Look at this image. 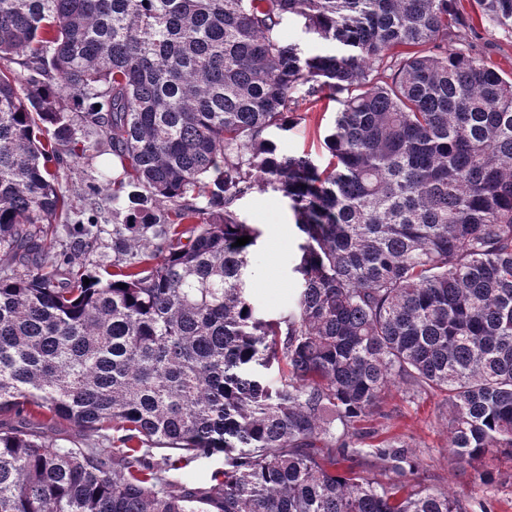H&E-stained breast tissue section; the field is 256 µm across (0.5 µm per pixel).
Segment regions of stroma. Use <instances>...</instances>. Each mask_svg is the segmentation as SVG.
<instances>
[{
	"instance_id": "stroma-1",
	"label": "stroma",
	"mask_w": 512,
	"mask_h": 512,
	"mask_svg": "<svg viewBox=\"0 0 512 512\" xmlns=\"http://www.w3.org/2000/svg\"><path fill=\"white\" fill-rule=\"evenodd\" d=\"M338 103L313 101L299 97L295 106L298 124L286 132H276L288 154L307 156L325 162L324 137L333 126ZM105 158L91 153L78 164L62 171L66 204L79 210L87 187L98 180ZM240 217L256 225L262 236L248 256L252 279V300L258 315L275 318L292 306L298 288L292 272L299 261L300 233L287 204L274 192L258 193L241 202ZM444 395L433 392L410 400L404 385L392 386L386 393L380 412L370 416L368 424L379 438L402 437L412 443L420 470L427 484L439 491L470 490L480 502L493 505V512H512V460L488 459L487 469L496 481L488 487L473 483L471 473L460 470L448 448V429L440 416Z\"/></svg>"
}]
</instances>
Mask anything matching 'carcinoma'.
<instances>
[{
	"instance_id": "obj_1",
	"label": "carcinoma",
	"mask_w": 512,
	"mask_h": 512,
	"mask_svg": "<svg viewBox=\"0 0 512 512\" xmlns=\"http://www.w3.org/2000/svg\"><path fill=\"white\" fill-rule=\"evenodd\" d=\"M476 16L512 34V0H0V512H469L364 423L438 390L460 469L512 459V76ZM297 17L341 52L302 56ZM302 87L341 106L324 167L270 137ZM269 190L302 243L264 320L237 204ZM112 158V154H95L91 151L78 164L61 171L62 183L66 187V204L71 211L81 208L85 190L91 184L98 183V172L103 163ZM181 469L168 472V479L174 484L175 489H180L184 483H196L205 485L210 482L211 476L224 469V456L214 455L211 458L199 459L182 464Z\"/></svg>"
}]
</instances>
